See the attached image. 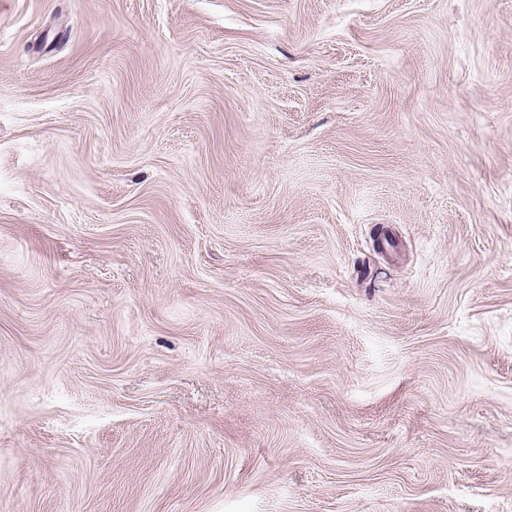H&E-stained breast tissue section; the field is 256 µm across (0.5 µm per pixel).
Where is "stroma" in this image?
<instances>
[{
    "instance_id": "35a3bbf8",
    "label": "stroma",
    "mask_w": 512,
    "mask_h": 512,
    "mask_svg": "<svg viewBox=\"0 0 512 512\" xmlns=\"http://www.w3.org/2000/svg\"><path fill=\"white\" fill-rule=\"evenodd\" d=\"M0 512H512V0H0Z\"/></svg>"
}]
</instances>
